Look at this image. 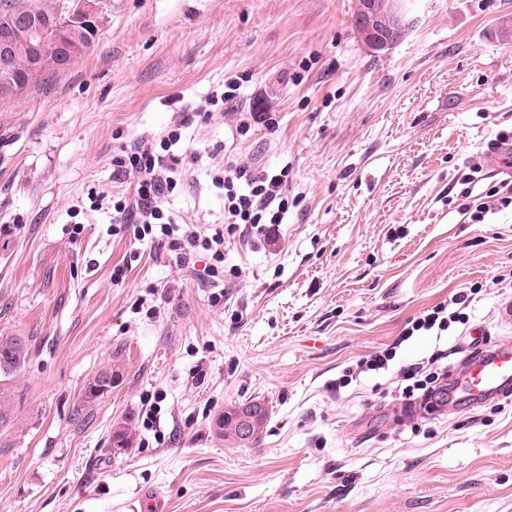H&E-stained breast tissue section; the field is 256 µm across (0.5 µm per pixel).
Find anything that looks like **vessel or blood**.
<instances>
[{
    "label": "vessel or blood",
    "instance_id": "b4317fda",
    "mask_svg": "<svg viewBox=\"0 0 512 512\" xmlns=\"http://www.w3.org/2000/svg\"><path fill=\"white\" fill-rule=\"evenodd\" d=\"M512 392V343L471 359L448 387V399L475 406Z\"/></svg>",
    "mask_w": 512,
    "mask_h": 512
}]
</instances>
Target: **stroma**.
<instances>
[{
  "instance_id": "35a3bbf8",
  "label": "stroma",
  "mask_w": 512,
  "mask_h": 512,
  "mask_svg": "<svg viewBox=\"0 0 512 512\" xmlns=\"http://www.w3.org/2000/svg\"><path fill=\"white\" fill-rule=\"evenodd\" d=\"M408 6L377 51L356 0H106L91 50L0 101V336L31 339L0 377V512H512V397L411 415L398 398L402 365L461 363L460 325L403 336L435 305L466 295L473 328L512 342V211L458 210L463 179L479 197L512 164L494 147L512 138V0ZM228 77L279 126L236 140L233 113L196 119L203 158L170 210L223 223L206 171L228 155L288 166L295 204L269 240L230 238L219 299L206 257L113 234L88 194H130L113 154ZM392 344L388 370L337 388ZM248 403L268 411L258 441L224 440L217 418Z\"/></svg>"
}]
</instances>
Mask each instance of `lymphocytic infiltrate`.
<instances>
[{"instance_id": "f902f5d3", "label": "lymphocytic infiltrate", "mask_w": 512, "mask_h": 512, "mask_svg": "<svg viewBox=\"0 0 512 512\" xmlns=\"http://www.w3.org/2000/svg\"><path fill=\"white\" fill-rule=\"evenodd\" d=\"M191 121L187 113L172 116L164 133L156 139L140 138L122 146L112 157V174L116 178H134L132 199L112 203V232L126 234L138 242L166 248L178 266H188L192 257L205 251L212 262L206 268L211 283L224 278V243L239 228H249L253 236L268 237L271 228L284 223L290 208L287 168L279 172L259 169L249 163L225 159L211 168L208 176L224 195V221L211 232L192 224L179 223L168 207L170 198L182 187L187 166L199 155L186 143L183 134ZM461 212L471 223H482L489 212L512 208V180H502L482 197H473L470 188L459 192ZM440 353L427 360L400 369L404 387L400 393L405 408L416 402L432 404L445 391L447 371L440 369Z\"/></svg>"}]
</instances>
